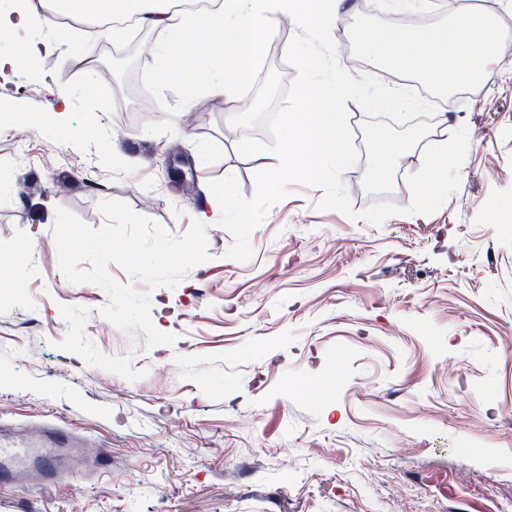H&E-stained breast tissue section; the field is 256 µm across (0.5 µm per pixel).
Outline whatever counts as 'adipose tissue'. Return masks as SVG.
Segmentation results:
<instances>
[{
  "mask_svg": "<svg viewBox=\"0 0 512 512\" xmlns=\"http://www.w3.org/2000/svg\"><path fill=\"white\" fill-rule=\"evenodd\" d=\"M44 20L57 15L84 17L131 15L139 23L160 29L164 43L151 51V66L159 80L197 66L199 50L224 56V80L209 91L224 97L230 111L247 106L239 94L243 74L260 58L263 46L287 15L307 30L329 32L340 18L345 0H221L205 17L190 19L173 0H49ZM498 26L478 11L458 7L448 22L427 30L385 28L359 31L358 49L366 63L378 69L407 72L444 93L481 79L483 59L495 56Z\"/></svg>",
  "mask_w": 512,
  "mask_h": 512,
  "instance_id": "obj_1",
  "label": "adipose tissue"
}]
</instances>
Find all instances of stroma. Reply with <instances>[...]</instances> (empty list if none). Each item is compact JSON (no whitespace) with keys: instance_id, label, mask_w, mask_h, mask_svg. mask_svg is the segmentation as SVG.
<instances>
[{"instance_id":"obj_1","label":"stroma","mask_w":512,"mask_h":512,"mask_svg":"<svg viewBox=\"0 0 512 512\" xmlns=\"http://www.w3.org/2000/svg\"><path fill=\"white\" fill-rule=\"evenodd\" d=\"M476 2L505 38L477 92L438 107L449 130L469 132L442 207L375 226L293 184L248 261L227 258L233 236L213 223L209 260L176 287L148 289L109 264L149 292L154 326L175 337L150 348L143 332L104 327L102 288L62 275L55 207L99 228V203L120 200L179 237L211 209L181 179L232 176L249 197L278 159L238 152L223 96L199 75L157 81L145 59L162 32L109 37L83 65L89 29L46 28L43 0H29L25 36L53 50L0 84V419L71 423L112 465L0 487V512H512V10ZM342 15V65L392 84L357 46L359 27L388 26L387 12L345 0ZM60 90L72 105L53 122ZM351 128L354 210L408 206V169L445 141L435 116L400 126L362 112ZM388 143L404 151L378 179L370 165ZM60 180L67 195L54 193Z\"/></svg>"}]
</instances>
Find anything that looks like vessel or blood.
I'll list each match as a JSON object with an SVG mask.
<instances>
[{"label":"vessel or blood","mask_w":512,"mask_h":512,"mask_svg":"<svg viewBox=\"0 0 512 512\" xmlns=\"http://www.w3.org/2000/svg\"><path fill=\"white\" fill-rule=\"evenodd\" d=\"M91 443L75 427L53 419L23 433L0 424V486L24 477L51 487L63 476L109 467L107 451L87 456Z\"/></svg>","instance_id":"obj_1"}]
</instances>
